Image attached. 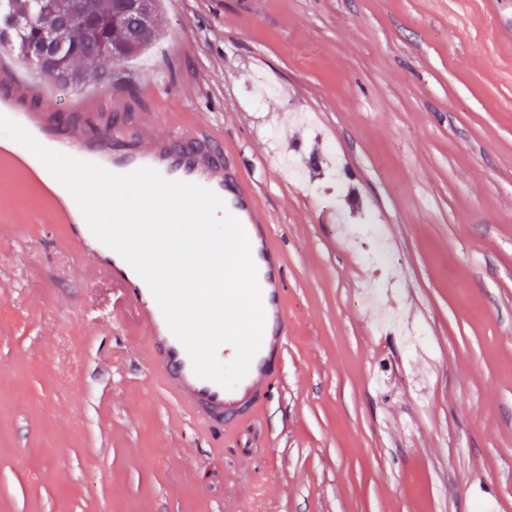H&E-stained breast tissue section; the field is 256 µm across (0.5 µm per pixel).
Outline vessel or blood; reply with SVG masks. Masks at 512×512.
Masks as SVG:
<instances>
[{"instance_id": "obj_1", "label": "vessel or blood", "mask_w": 512, "mask_h": 512, "mask_svg": "<svg viewBox=\"0 0 512 512\" xmlns=\"http://www.w3.org/2000/svg\"><path fill=\"white\" fill-rule=\"evenodd\" d=\"M109 107L110 115L91 112L82 122L59 125L43 89H32L7 61H0V115L21 123L43 145L118 174L150 167L165 178L199 184L220 196L227 211L240 221L260 291L263 331L250 370L234 389L194 373L185 348L169 329L145 282L94 236L71 195L31 151L0 136V168L19 174L40 190L50 207L51 223L64 225L80 257L89 266L108 271L120 284L145 338L143 357L160 371L163 388L176 404L202 424L241 416L275 390L271 362L288 336V282L282 274L285 247L274 244L268 215L248 184L225 163L220 136L194 123L172 122L163 129L154 120L138 122L130 130L120 122L124 95L113 94Z\"/></svg>"}]
</instances>
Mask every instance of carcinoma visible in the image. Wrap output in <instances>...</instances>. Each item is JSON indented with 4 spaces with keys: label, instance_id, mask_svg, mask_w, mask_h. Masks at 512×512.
<instances>
[{
    "label": "carcinoma",
    "instance_id": "obj_1",
    "mask_svg": "<svg viewBox=\"0 0 512 512\" xmlns=\"http://www.w3.org/2000/svg\"><path fill=\"white\" fill-rule=\"evenodd\" d=\"M73 0H0V12H6L20 20L11 30L0 50L16 51L24 60L32 62L27 46L41 32L42 22L50 15L65 12L72 7ZM158 0H152L151 12L139 21V26L148 34V39L137 45L128 41L129 25L111 17L105 0H95L93 6L99 12L96 28L89 32L77 25L66 37L67 53L58 62L39 71L52 76L63 89L78 88L88 82H102L120 78L117 69L128 59L144 51L157 39L160 32L155 23Z\"/></svg>",
    "mask_w": 512,
    "mask_h": 512
}]
</instances>
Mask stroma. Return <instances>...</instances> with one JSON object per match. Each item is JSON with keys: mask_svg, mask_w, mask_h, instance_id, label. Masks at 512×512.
I'll return each mask as SVG.
<instances>
[{"mask_svg": "<svg viewBox=\"0 0 512 512\" xmlns=\"http://www.w3.org/2000/svg\"><path fill=\"white\" fill-rule=\"evenodd\" d=\"M114 91L224 140L288 239L274 396L199 427L111 276L0 191V512H512V0H162ZM302 112L305 184L280 119ZM372 213L388 248L345 234Z\"/></svg>", "mask_w": 512, "mask_h": 512, "instance_id": "1", "label": "stroma"}]
</instances>
